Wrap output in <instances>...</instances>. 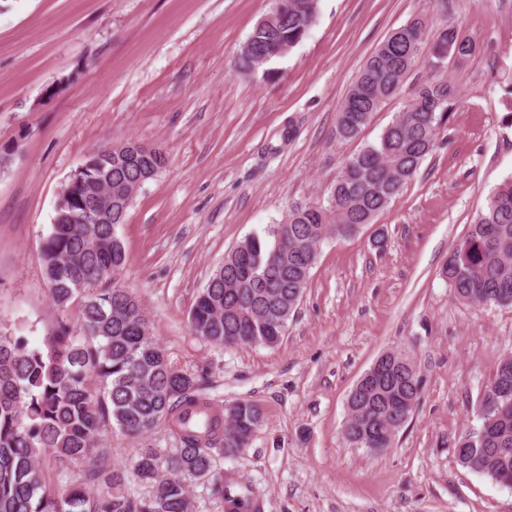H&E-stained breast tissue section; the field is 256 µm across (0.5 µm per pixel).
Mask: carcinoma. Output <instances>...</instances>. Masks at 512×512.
<instances>
[{
    "label": "carcinoma",
    "mask_w": 512,
    "mask_h": 512,
    "mask_svg": "<svg viewBox=\"0 0 512 512\" xmlns=\"http://www.w3.org/2000/svg\"><path fill=\"white\" fill-rule=\"evenodd\" d=\"M319 0H278L248 36L236 66L249 73L256 59L279 58L308 34ZM473 42L448 23L431 30L417 14L371 53L337 113L336 137H359L372 114L399 93L420 68L404 108L377 141L364 145L336 177L327 204L292 206L266 237L249 236L232 248L200 291L189 316L191 332L215 345L277 346L317 264L321 244L371 224L433 151L440 125L459 102L449 80L436 78L449 57L465 59ZM130 143L112 148L104 169L73 176L55 211L41 260L53 305L79 306V327L60 317L44 347L0 334V512H192L190 487L201 481L224 512H260L252 491L235 492L220 460L238 456L262 423L260 409L237 402L219 409L192 372L172 363L141 317L140 300L117 285L126 251L117 235L137 194L166 157H136ZM95 206L99 224H83ZM454 297L474 307L512 305V181L501 185L442 268ZM413 362L388 352L370 385L349 396L344 436L351 445L392 446L420 399ZM484 434L464 432L455 445L459 464L483 468L512 486V355L502 358L478 403ZM176 448H138L129 465L111 462L107 428L131 438L160 422ZM60 464L86 463L82 480L47 487L40 456ZM133 477L145 488L127 490Z\"/></svg>",
    "instance_id": "carcinoma-1"
}]
</instances>
